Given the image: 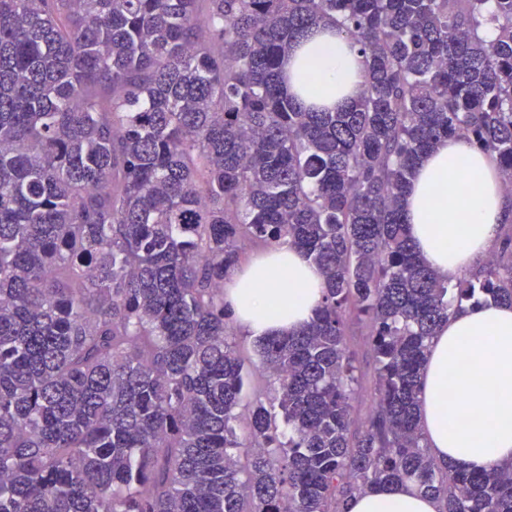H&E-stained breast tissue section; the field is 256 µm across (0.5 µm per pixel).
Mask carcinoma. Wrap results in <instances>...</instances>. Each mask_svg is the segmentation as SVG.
<instances>
[{
  "label": "carcinoma",
  "mask_w": 512,
  "mask_h": 512,
  "mask_svg": "<svg viewBox=\"0 0 512 512\" xmlns=\"http://www.w3.org/2000/svg\"><path fill=\"white\" fill-rule=\"evenodd\" d=\"M326 21L364 64L334 110L283 70ZM452 137L512 198V0H0V512H345L404 482L512 512V462H437L416 412L448 315L512 304V222L454 281L407 235L417 161ZM249 241L326 288L258 339L274 397L246 444L224 279ZM366 329L354 326L349 337L352 348L356 351L360 366L366 377L363 384V389L354 401L353 405L357 415L361 418L365 416L371 406V364L369 355L366 353L367 347L365 346Z\"/></svg>",
  "instance_id": "1"
}]
</instances>
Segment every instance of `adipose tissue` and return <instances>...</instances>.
I'll use <instances>...</instances> for the list:
<instances>
[{"label":"adipose tissue","instance_id":"adipose-tissue-1","mask_svg":"<svg viewBox=\"0 0 512 512\" xmlns=\"http://www.w3.org/2000/svg\"><path fill=\"white\" fill-rule=\"evenodd\" d=\"M330 23L285 58L289 93L316 76L341 104L363 84L361 55ZM407 232L418 253L454 278L474 270L512 216L502 176L462 137L440 142L419 161L405 199ZM323 276L300 250L272 243L236 267L224 302L245 335H285L309 322L322 300ZM419 417L439 462L488 470L512 461V306L481 304L452 313L434 336L419 386ZM439 500L404 483L355 495L348 512H439Z\"/></svg>","mask_w":512,"mask_h":512}]
</instances>
